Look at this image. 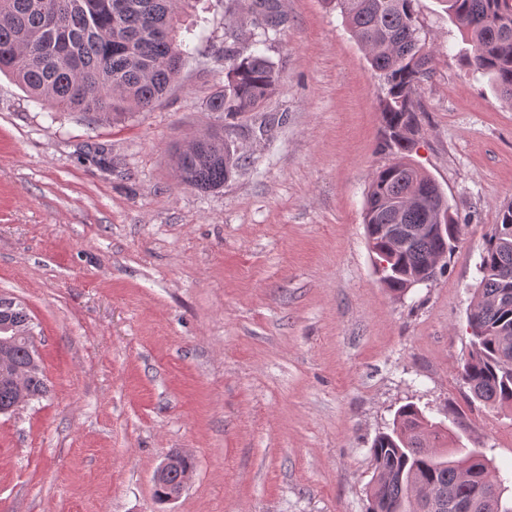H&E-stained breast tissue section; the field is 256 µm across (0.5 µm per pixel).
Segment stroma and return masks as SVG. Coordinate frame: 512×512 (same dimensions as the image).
Returning a JSON list of instances; mask_svg holds the SVG:
<instances>
[{"label":"stroma","instance_id":"obj_1","mask_svg":"<svg viewBox=\"0 0 512 512\" xmlns=\"http://www.w3.org/2000/svg\"><path fill=\"white\" fill-rule=\"evenodd\" d=\"M225 5L198 0L197 51L119 121L0 74V297L27 311L49 387L0 414V512H367L372 443L408 403L449 447L512 461V409L469 403L459 376L475 265L512 201V102L464 66L444 0H416L433 60L411 159L466 226L443 276L394 294L363 224L393 159L379 80L324 0H279L280 82L230 130L248 164L208 192L179 182L175 148L224 122L206 102ZM174 452L193 476L161 504Z\"/></svg>","mask_w":512,"mask_h":512}]
</instances>
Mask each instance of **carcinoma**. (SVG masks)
<instances>
[{
  "instance_id": "1",
  "label": "carcinoma",
  "mask_w": 512,
  "mask_h": 512,
  "mask_svg": "<svg viewBox=\"0 0 512 512\" xmlns=\"http://www.w3.org/2000/svg\"><path fill=\"white\" fill-rule=\"evenodd\" d=\"M190 0H0V72H6L36 100L61 112L103 114L114 119L146 112L177 78L190 45L180 38L179 3ZM342 15L365 52L381 85V121L386 142L398 156L376 172L369 185L364 224L371 251L390 255L378 268L393 292L405 291L408 274L428 272L454 252L462 224L448 213V199L429 175L409 176L408 153L418 131L415 97L430 73L432 51L420 37L415 0H326ZM448 12L472 51L465 64L474 73L491 76L512 100V0H445ZM228 17L224 44V86L210 97L207 108L226 120L257 112L279 79L275 62L257 50L259 42L242 39ZM192 149L175 153L180 181L200 191L224 186L244 158L224 130L207 131L191 142ZM448 215L444 233L414 239L392 251V224H431L433 213ZM478 287L470 312L476 317L471 351L459 374L473 398L490 408L512 407V280L501 270L512 267V201L499 210V223L488 235ZM19 337L9 349L16 363L30 359L33 343L30 318L15 305L9 316ZM374 478L368 490V512H417L415 498L426 492L443 495L434 512H512L502 492L483 499L484 491L512 481L508 472L492 473L481 453L453 458L448 432L430 421L414 404L400 407L391 432L376 437L372 449ZM177 458L155 491L164 501L179 486V477L193 469L188 458Z\"/></svg>"
}]
</instances>
